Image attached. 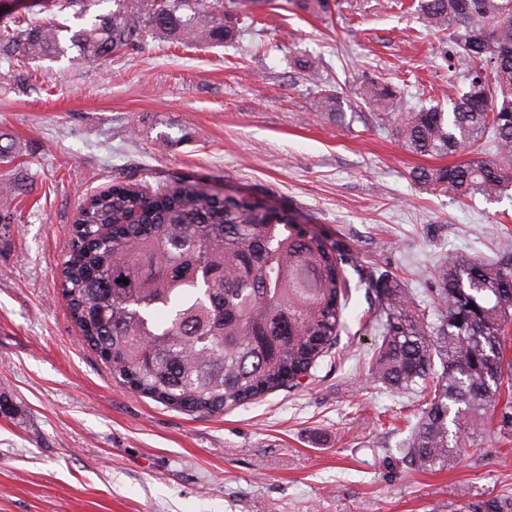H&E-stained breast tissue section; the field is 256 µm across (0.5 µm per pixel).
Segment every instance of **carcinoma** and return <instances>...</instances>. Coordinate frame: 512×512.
Masks as SVG:
<instances>
[{"label": "carcinoma", "instance_id": "obj_1", "mask_svg": "<svg viewBox=\"0 0 512 512\" xmlns=\"http://www.w3.org/2000/svg\"><path fill=\"white\" fill-rule=\"evenodd\" d=\"M107 1L112 7L91 9ZM49 12L90 17L0 27V61L56 58L76 49L95 61L147 37L188 45L232 42L251 27L244 0H36ZM425 26L446 32L465 61L448 111L404 110L399 87L367 79L362 98L403 147L461 161L411 173L462 200L512 186V0H417ZM321 108L341 113L337 93ZM346 259L286 212L211 194L176 179L153 190L114 184L79 205L61 288L84 342L130 389L171 408L212 415L251 404L310 371L337 346L351 297ZM126 278L124 284L120 279ZM434 288L417 303L375 264L359 282L372 298L362 319L381 338L369 372L421 402L402 449L414 471L446 469L481 451L477 431L501 411L512 430V252L440 257ZM474 304L477 309L469 308Z\"/></svg>", "mask_w": 512, "mask_h": 512}]
</instances>
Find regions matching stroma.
<instances>
[{
    "label": "stroma",
    "mask_w": 512,
    "mask_h": 512,
    "mask_svg": "<svg viewBox=\"0 0 512 512\" xmlns=\"http://www.w3.org/2000/svg\"><path fill=\"white\" fill-rule=\"evenodd\" d=\"M253 38L217 47L147 41L122 58L0 63V512H470L512 503V433L480 428L486 455L415 472L402 449L414 398L376 388L380 345L352 291L334 354L306 384L198 415L114 380L59 288L77 206L115 184L186 176L292 214L426 300L442 254L497 255L512 187L458 203L410 177L412 154L374 121L364 79L410 104L456 90L414 0H336L319 17L288 0L257 10ZM319 63L308 82L299 61ZM344 112L320 111V88Z\"/></svg>",
    "instance_id": "stroma-1"
}]
</instances>
